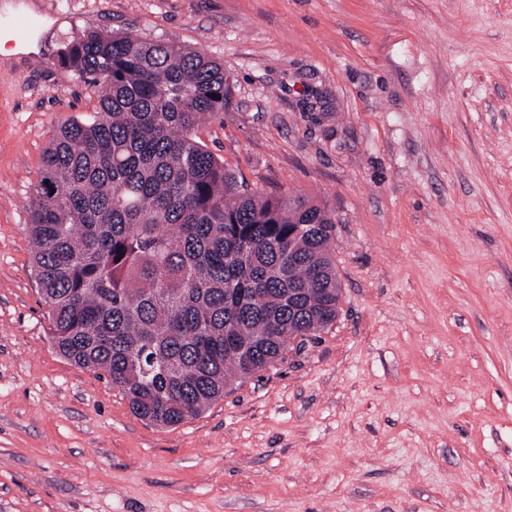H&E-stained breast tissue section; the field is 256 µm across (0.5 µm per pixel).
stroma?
Returning a JSON list of instances; mask_svg holds the SVG:
<instances>
[{
  "instance_id": "35a3bbf8",
  "label": "stroma",
  "mask_w": 512,
  "mask_h": 512,
  "mask_svg": "<svg viewBox=\"0 0 512 512\" xmlns=\"http://www.w3.org/2000/svg\"><path fill=\"white\" fill-rule=\"evenodd\" d=\"M33 2L0 64V512H512V0ZM91 32L221 60L201 142L335 223L337 320L168 428L57 353L33 266Z\"/></svg>"
}]
</instances>
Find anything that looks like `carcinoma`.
I'll return each mask as SVG.
<instances>
[{"label":"carcinoma","mask_w":512,"mask_h":512,"mask_svg":"<svg viewBox=\"0 0 512 512\" xmlns=\"http://www.w3.org/2000/svg\"><path fill=\"white\" fill-rule=\"evenodd\" d=\"M103 86L61 126L30 204L34 266L62 357L106 373L140 418L176 426L336 321L328 211L261 195L196 136L231 93L224 64L132 34L58 54Z\"/></svg>","instance_id":"cac0c4a2"}]
</instances>
